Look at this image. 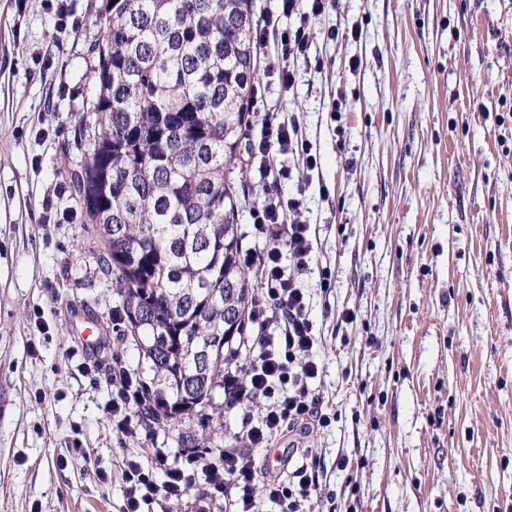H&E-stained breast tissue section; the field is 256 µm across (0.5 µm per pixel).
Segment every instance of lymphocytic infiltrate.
<instances>
[{
  "label": "lymphocytic infiltrate",
  "instance_id": "lymphocytic-infiltrate-1",
  "mask_svg": "<svg viewBox=\"0 0 512 512\" xmlns=\"http://www.w3.org/2000/svg\"><path fill=\"white\" fill-rule=\"evenodd\" d=\"M263 134L253 150L257 157L269 153H295L303 140L296 125L264 121ZM302 202L276 198L253 208V224L270 242L261 256L246 255V266L258 267L264 288L253 302L248 319L253 335L240 340L247 366L224 371V404L242 412L238 444L220 457L192 454L171 458L168 449L153 451L150 464L125 458L123 512H148L153 506H179L196 481H203L205 497L224 512H262L263 502L280 512H304L307 502L322 491L321 457L314 448L299 449V462L288 478L261 477L255 448L267 444L282 428L307 430L326 423L324 399L311 387L319 366L310 353L316 342L308 315L307 294L294 271H307L313 241L302 218ZM291 266H284V259ZM112 397L105 410L121 432L134 436L130 412L145 403L140 378L116 365L111 376Z\"/></svg>",
  "mask_w": 512,
  "mask_h": 512
}]
</instances>
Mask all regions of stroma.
I'll return each instance as SVG.
<instances>
[{
	"instance_id": "stroma-1",
	"label": "stroma",
	"mask_w": 512,
	"mask_h": 512,
	"mask_svg": "<svg viewBox=\"0 0 512 512\" xmlns=\"http://www.w3.org/2000/svg\"><path fill=\"white\" fill-rule=\"evenodd\" d=\"M101 5L68 0L72 29L49 0H0V512H121L124 458L204 434L194 419L127 438L80 368H140L58 174L81 160V37ZM280 25L308 48L287 89L274 41L259 47L243 141L296 123L317 166L276 155L261 173L241 154L240 231L262 248L250 207L278 194L314 233L317 508L512 512V0H333Z\"/></svg>"
}]
</instances>
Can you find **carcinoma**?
<instances>
[{"label":"carcinoma","instance_id":"obj_1","mask_svg":"<svg viewBox=\"0 0 512 512\" xmlns=\"http://www.w3.org/2000/svg\"><path fill=\"white\" fill-rule=\"evenodd\" d=\"M93 24L84 160L60 175L95 226L98 272L115 280L150 375L145 429L203 411L202 448L217 455L216 391L257 297L234 176L254 93L253 0H107Z\"/></svg>","mask_w":512,"mask_h":512}]
</instances>
